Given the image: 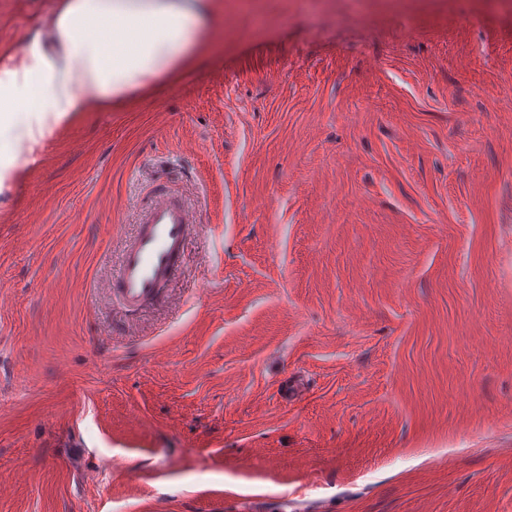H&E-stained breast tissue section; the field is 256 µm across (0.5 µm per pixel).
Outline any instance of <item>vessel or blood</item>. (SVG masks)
Wrapping results in <instances>:
<instances>
[{"mask_svg": "<svg viewBox=\"0 0 512 512\" xmlns=\"http://www.w3.org/2000/svg\"><path fill=\"white\" fill-rule=\"evenodd\" d=\"M193 217L169 192H158L125 245L114 288L123 304L140 309L157 299L173 276Z\"/></svg>", "mask_w": 512, "mask_h": 512, "instance_id": "vessel-or-blood-1", "label": "vessel or blood"}]
</instances>
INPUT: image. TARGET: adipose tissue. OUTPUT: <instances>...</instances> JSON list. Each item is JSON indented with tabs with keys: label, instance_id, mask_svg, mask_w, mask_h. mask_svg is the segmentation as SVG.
Here are the masks:
<instances>
[{
	"label": "adipose tissue",
	"instance_id": "obj_1",
	"mask_svg": "<svg viewBox=\"0 0 512 512\" xmlns=\"http://www.w3.org/2000/svg\"><path fill=\"white\" fill-rule=\"evenodd\" d=\"M214 0H57L0 58V192L52 131L177 77L216 51Z\"/></svg>",
	"mask_w": 512,
	"mask_h": 512
}]
</instances>
